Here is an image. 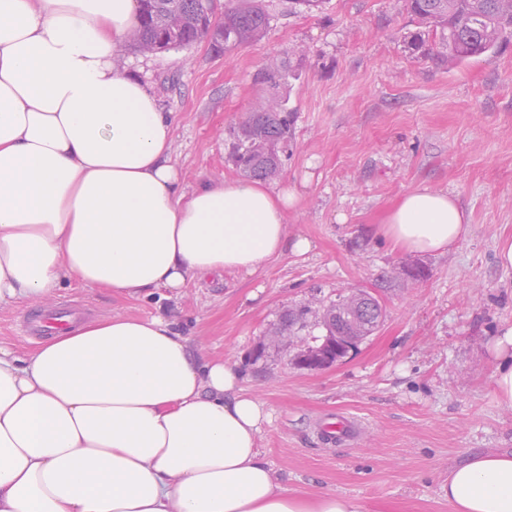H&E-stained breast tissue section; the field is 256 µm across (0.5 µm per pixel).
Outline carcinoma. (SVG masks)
I'll return each instance as SVG.
<instances>
[{
  "label": "carcinoma",
  "mask_w": 512,
  "mask_h": 512,
  "mask_svg": "<svg viewBox=\"0 0 512 512\" xmlns=\"http://www.w3.org/2000/svg\"><path fill=\"white\" fill-rule=\"evenodd\" d=\"M408 9L418 24V31L409 36V49L450 67L491 54L512 37V0H408ZM269 24L263 0H224L222 7L219 0H139V22L130 42L136 50L151 53L175 35V49L206 40L213 50L224 52L262 38ZM295 77L288 59L273 57L259 70L256 81L276 89ZM290 128L285 100L270 96L262 108L238 122L231 161L250 179H279ZM361 295L358 290L341 293L328 303L316 300L282 316L270 331L288 337V343L297 347L306 341L301 332L309 318H317L323 326L338 319L356 347L369 337L360 312Z\"/></svg>",
  "instance_id": "cac0c4a2"
}]
</instances>
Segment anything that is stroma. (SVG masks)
I'll return each instance as SVG.
<instances>
[{"instance_id": "1", "label": "stroma", "mask_w": 512, "mask_h": 512, "mask_svg": "<svg viewBox=\"0 0 512 512\" xmlns=\"http://www.w3.org/2000/svg\"><path fill=\"white\" fill-rule=\"evenodd\" d=\"M265 5V37L224 54L203 40L153 55L127 44L117 58L175 113L172 156L188 190L203 177L238 178L230 133L269 95L257 71L288 58L296 78L278 90L293 114L282 179L303 184L304 199L286 224L312 250L247 279L189 283L169 300L77 284L56 300L90 320L192 314L195 350L234 358L270 410L259 447L288 488L331 490L362 512H452L439 494L449 468L512 453L491 350L512 325V269L495 258L498 238L512 237V42L448 68L408 48L406 0H326L314 13ZM420 187L454 193L471 216L468 238L448 253H403L378 235L387 209ZM417 262L428 270L418 282L401 272ZM358 289L380 298L385 317L342 363L311 371L292 364V347L265 344L288 309ZM42 313L0 308V347L39 346L26 323ZM338 415L364 424V440L322 443L317 429Z\"/></svg>"}]
</instances>
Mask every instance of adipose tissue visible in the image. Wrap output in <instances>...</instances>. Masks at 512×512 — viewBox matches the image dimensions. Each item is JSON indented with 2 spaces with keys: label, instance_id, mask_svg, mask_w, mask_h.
Returning <instances> with one entry per match:
<instances>
[{
  "label": "adipose tissue",
  "instance_id": "1",
  "mask_svg": "<svg viewBox=\"0 0 512 512\" xmlns=\"http://www.w3.org/2000/svg\"><path fill=\"white\" fill-rule=\"evenodd\" d=\"M137 14L136 0H0V307L72 281L169 299L311 248L286 232L296 188L183 189L172 113L116 63ZM469 232L456 197L428 187L380 222L415 254ZM493 350V395L512 409V326ZM242 381L162 312L83 322L21 356L0 348V512H361L274 479L258 446L270 413ZM441 493L453 512H512V455L473 456Z\"/></svg>",
  "mask_w": 512,
  "mask_h": 512
}]
</instances>
